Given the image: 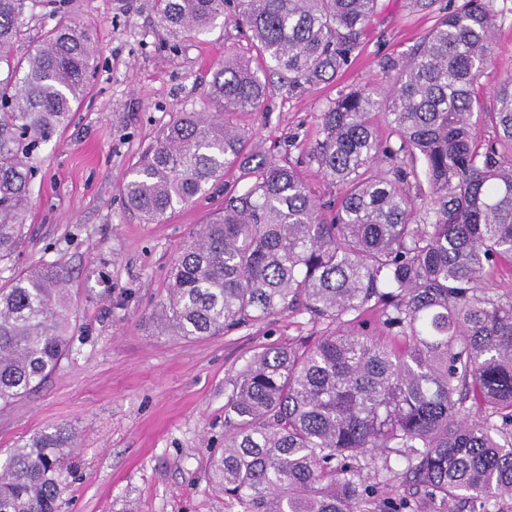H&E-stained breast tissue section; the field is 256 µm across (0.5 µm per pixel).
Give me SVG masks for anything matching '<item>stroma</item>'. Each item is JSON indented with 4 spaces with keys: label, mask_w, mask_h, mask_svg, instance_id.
I'll return each instance as SVG.
<instances>
[{
    "label": "stroma",
    "mask_w": 512,
    "mask_h": 512,
    "mask_svg": "<svg viewBox=\"0 0 512 512\" xmlns=\"http://www.w3.org/2000/svg\"><path fill=\"white\" fill-rule=\"evenodd\" d=\"M150 2L68 0L73 22L89 30L100 53L69 126L36 159L20 242L0 259L3 287L40 262L62 267L77 309L68 357L36 392L0 410V460L48 426L75 430L78 477L60 512H238L208 479L211 455L224 445L231 382L265 345H300L317 334L292 314L204 339L157 327L171 261L250 177L232 169L193 203L150 224L125 204L129 169L177 113L214 111V69L231 55L255 58L256 49L230 21L171 41ZM506 5L479 79L489 102L512 75V0ZM436 19L410 0H379L337 76L293 89L269 67L259 69L269 84L263 108L232 117L246 134L250 167H303L308 182L327 193L305 164L326 105L407 56Z\"/></svg>",
    "instance_id": "35a3bbf8"
}]
</instances>
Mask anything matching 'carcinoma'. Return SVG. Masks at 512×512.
<instances>
[{
  "instance_id": "carcinoma-1",
  "label": "carcinoma",
  "mask_w": 512,
  "mask_h": 512,
  "mask_svg": "<svg viewBox=\"0 0 512 512\" xmlns=\"http://www.w3.org/2000/svg\"><path fill=\"white\" fill-rule=\"evenodd\" d=\"M39 44L18 58L29 0H0V258L19 241L34 152L69 124L99 48L57 0ZM468 0L372 84L322 112L308 163L271 162L192 232L172 262L162 321L173 335L228 334L275 315L320 327L301 347L267 346L224 404V450L209 478L240 512H462L512 500V296L487 291L512 261V79L489 108L478 80L502 10ZM227 0H152L169 35L201 33ZM378 0H236L234 22L293 88L339 73ZM267 85L224 58L214 112H181L125 184L128 207L162 223L224 172L245 167L232 122ZM394 139L382 141L372 116ZM498 136L485 139L481 127ZM66 272L39 264L0 288V409L40 387L70 347ZM473 403L485 413L469 419ZM501 422H496V419ZM74 435L52 425L0 462V512H58ZM404 466L386 497L371 474Z\"/></svg>"
}]
</instances>
